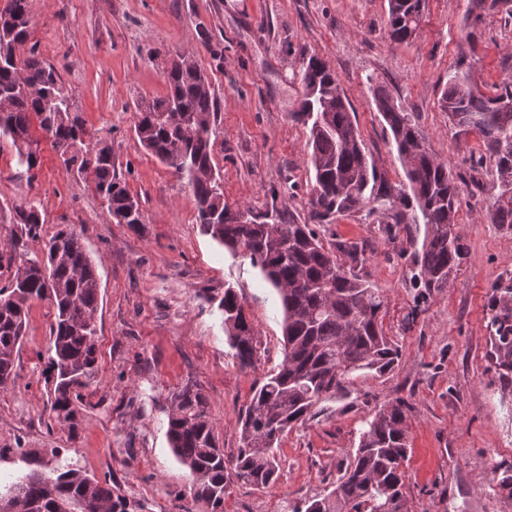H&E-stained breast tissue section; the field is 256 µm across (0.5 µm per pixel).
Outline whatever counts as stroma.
<instances>
[{
    "label": "stroma",
    "mask_w": 512,
    "mask_h": 512,
    "mask_svg": "<svg viewBox=\"0 0 512 512\" xmlns=\"http://www.w3.org/2000/svg\"><path fill=\"white\" fill-rule=\"evenodd\" d=\"M388 0H38L28 44L52 64L89 136L112 143L117 170L141 197L139 229L114 223L91 180L67 172L50 141L33 173L0 146V203L40 211L42 237L80 235L100 277L97 368L76 421L50 409L49 302L30 304L15 375L0 389V477L38 471L43 461L109 480L139 512H211L196 500L186 466L166 434L170 397L198 386L225 458L237 456L255 386L284 357L276 291L248 259L204 236L191 192L143 148L138 105L166 93L173 58L189 55L217 100L214 163L233 207L269 199L309 220L314 184L308 130L297 116L299 73L309 57L333 70L360 137L383 180L406 184L404 166L373 98L383 86L413 113L426 140L462 182L456 231L465 247L449 288L421 297L399 250L379 230L381 208L364 205L321 225L324 242L369 243L368 277L385 300L383 329L400 350L394 369L358 372L352 393L322 401L286 432L276 482L257 488L230 478L224 512H290L330 490L366 419L386 402L412 406L404 492L409 512H512L498 482L512 475V382L487 357V302L512 277V230L490 223L492 164L474 168L476 135L456 134L438 99L449 74L469 73L483 93L512 79V17L469 10L468 0H425L417 38L391 42ZM233 286L257 340L241 367L222 313L206 293Z\"/></svg>",
    "instance_id": "obj_1"
}]
</instances>
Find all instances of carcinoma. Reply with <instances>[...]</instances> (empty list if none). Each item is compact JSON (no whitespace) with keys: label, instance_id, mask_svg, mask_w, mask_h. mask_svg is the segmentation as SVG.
I'll list each match as a JSON object with an SVG mask.
<instances>
[{"label":"carcinoma","instance_id":"obj_1","mask_svg":"<svg viewBox=\"0 0 512 512\" xmlns=\"http://www.w3.org/2000/svg\"><path fill=\"white\" fill-rule=\"evenodd\" d=\"M423 0H388V34L396 43L417 37ZM29 0H7L0 10V142L14 148L17 162L31 171L40 164L45 138L65 167L89 177L109 217L138 228L145 223L141 200L115 169L112 144L87 135L72 113L70 95L56 70L35 52L22 60L27 90L17 88L14 58L27 41ZM305 89L299 115L309 128L307 147L314 173L311 218L329 224L359 209L374 197L377 170L370 162L341 84L327 65L309 58L300 73ZM166 96L138 108L135 134L145 149L173 168L192 192L196 223L203 234L260 268L277 291L284 313V358L253 391L241 419L243 448L227 460L207 416L201 389L186 385L171 396L167 436L176 458L191 475L193 497L212 512H224L229 474L265 488L277 479L274 449L291 427L303 424L312 408L326 399L347 397L353 374L361 370L385 374L399 360L398 346L386 336L381 315L383 295L366 277L367 247L338 239L325 246L310 224H300L270 204L248 219L224 202V179L213 163L211 134L216 97L197 63L172 68L164 75ZM378 112L389 127L402 158L409 190L384 189L385 225L390 242L409 228V211L419 210L424 230L421 244L399 257L410 260L413 285L430 296L450 285L463 259L456 233V215L463 193L448 167L426 141L411 114L378 85ZM440 106L458 133L476 131L484 155L495 172L491 223L512 229V82L490 94L472 86L470 75L456 74L442 90ZM41 131L38 138L32 128ZM18 239L38 240L40 212L36 205L16 211ZM8 282L0 287V387L15 367L29 317L28 302L47 299L54 309L50 327L53 401L51 410L75 421L73 398L87 386L97 364L100 282L85 246L72 229L62 228L45 242L41 253L15 260L0 255ZM219 309L230 346L243 367L254 365L256 339L244 306L231 287L224 288ZM491 363L499 378L512 380V278L495 283L489 297ZM412 406L397 398L365 422L355 454L335 487L293 512H408L403 493L408 459L407 419ZM13 512H135V506L101 482L75 468L51 467L31 472L13 483L0 502Z\"/></svg>","mask_w":512,"mask_h":512}]
</instances>
